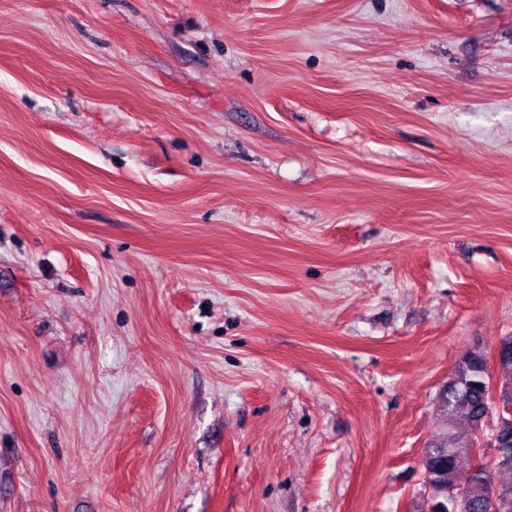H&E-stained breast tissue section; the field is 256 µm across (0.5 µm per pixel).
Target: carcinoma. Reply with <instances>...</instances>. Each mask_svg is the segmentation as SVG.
<instances>
[{
  "label": "carcinoma",
  "instance_id": "obj_1",
  "mask_svg": "<svg viewBox=\"0 0 512 512\" xmlns=\"http://www.w3.org/2000/svg\"><path fill=\"white\" fill-rule=\"evenodd\" d=\"M498 364L502 374L512 381V336L499 342ZM491 386L487 359L479 351H469L459 361L454 374L439 392L438 399L446 417H465L472 428L483 427L492 415H497L490 438V448L500 455L489 476L468 465L456 462L457 455L469 447V440L451 429L443 430L425 448L420 467L427 501L422 512H493L489 487L495 473L512 471V417L496 412L490 402ZM467 473L464 484L457 475Z\"/></svg>",
  "mask_w": 512,
  "mask_h": 512
}]
</instances>
